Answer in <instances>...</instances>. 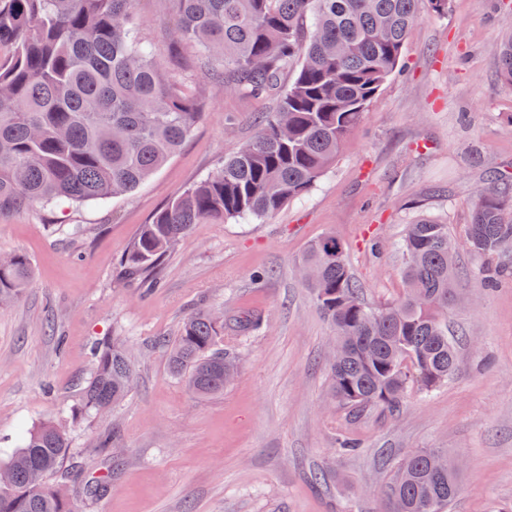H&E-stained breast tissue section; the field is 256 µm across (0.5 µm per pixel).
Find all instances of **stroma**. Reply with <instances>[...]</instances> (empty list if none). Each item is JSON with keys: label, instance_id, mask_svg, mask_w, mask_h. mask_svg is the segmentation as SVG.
Segmentation results:
<instances>
[{"label": "stroma", "instance_id": "stroma-1", "mask_svg": "<svg viewBox=\"0 0 512 512\" xmlns=\"http://www.w3.org/2000/svg\"><path fill=\"white\" fill-rule=\"evenodd\" d=\"M134 11L144 40L202 91V116L129 193L0 214V253L22 252L35 269L0 309V459L42 420L64 419L81 465L69 483L77 512H387L403 459L443 448L463 464L446 512H512V280L485 287L486 261L465 243L475 189L488 171L512 174V84L494 51L512 33V0H449L446 17L422 14L404 72L382 85L318 183L271 217L193 225L149 295L122 278L121 254L155 212L249 141L272 103L207 87L197 47L170 48L163 0H135ZM426 215L446 221L457 245L448 329L458 367L433 392L411 389L397 413L350 412L331 395L334 331L298 260L333 234L364 301H394L406 227ZM200 309L263 319L237 340L235 378L206 397L154 346ZM115 336L137 358L131 392L106 415L71 421L93 347ZM110 433L115 449L98 452L96 437ZM340 437L358 450L340 451Z\"/></svg>", "mask_w": 512, "mask_h": 512}]
</instances>
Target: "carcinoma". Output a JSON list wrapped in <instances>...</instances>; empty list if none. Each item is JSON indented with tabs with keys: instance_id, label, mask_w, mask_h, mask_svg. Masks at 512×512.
I'll list each match as a JSON object with an SVG mask.
<instances>
[{
	"instance_id": "1",
	"label": "carcinoma",
	"mask_w": 512,
	"mask_h": 512,
	"mask_svg": "<svg viewBox=\"0 0 512 512\" xmlns=\"http://www.w3.org/2000/svg\"><path fill=\"white\" fill-rule=\"evenodd\" d=\"M171 44L191 42L224 90L260 97L293 79L254 138L215 172L141 226L120 258L132 280L155 286V271L192 225L272 216L308 192L400 63L420 5L443 17L448 0H172ZM134 0H0V214L33 202L102 201L135 190L180 149L201 116L198 95L168 78L143 41ZM500 77L512 84V35L496 46ZM512 178L491 171L475 192L465 243L488 259L512 251ZM405 292L370 306L360 297L344 245L332 234L299 259L336 331L328 361L337 402L361 412L399 410L413 387L430 392L457 367L448 336L456 291L455 246L448 225L424 216L403 239ZM33 276L23 253L0 256V303L18 299ZM261 317L235 319V333ZM235 337L207 310L189 316L169 351L171 372L197 396L224 390L235 370ZM136 364L119 337L97 345L92 372L72 416L120 402ZM69 431L55 419L30 430L0 469V512H75L58 484L78 471L68 461ZM460 470L448 453L421 450L389 486L390 512H442L458 493Z\"/></svg>"
}]
</instances>
